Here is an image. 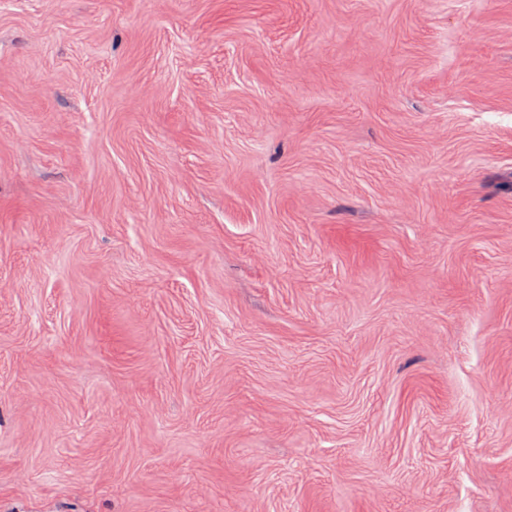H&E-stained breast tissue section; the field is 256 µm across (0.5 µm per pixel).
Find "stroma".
<instances>
[{"label": "stroma", "mask_w": 512, "mask_h": 512, "mask_svg": "<svg viewBox=\"0 0 512 512\" xmlns=\"http://www.w3.org/2000/svg\"><path fill=\"white\" fill-rule=\"evenodd\" d=\"M0 512H512V0H0Z\"/></svg>", "instance_id": "1"}]
</instances>
